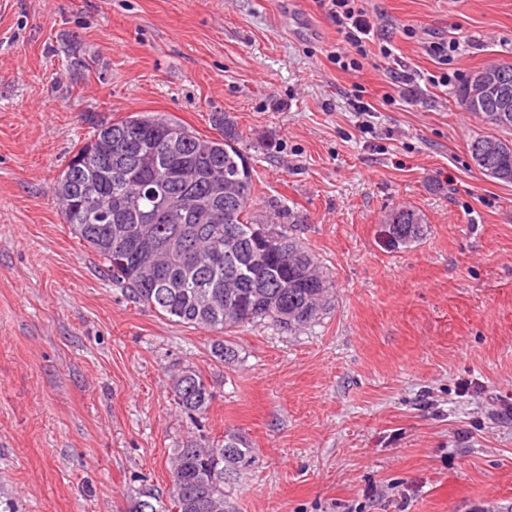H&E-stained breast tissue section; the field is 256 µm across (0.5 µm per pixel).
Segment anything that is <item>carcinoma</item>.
Masks as SVG:
<instances>
[{
	"instance_id": "1",
	"label": "carcinoma",
	"mask_w": 512,
	"mask_h": 512,
	"mask_svg": "<svg viewBox=\"0 0 512 512\" xmlns=\"http://www.w3.org/2000/svg\"><path fill=\"white\" fill-rule=\"evenodd\" d=\"M468 81L457 104L467 102ZM218 138H203L175 117L136 112L101 120L58 177L53 194L65 223L101 259L112 284L133 303L179 325L216 333L270 321L299 331L323 315L329 290L315 257L295 235L305 217L253 211L252 168L232 120L217 117ZM175 403L195 422L212 392L203 374L172 375ZM241 433L194 437L177 449L164 495L149 488L128 512H230L227 492L255 466Z\"/></svg>"
}]
</instances>
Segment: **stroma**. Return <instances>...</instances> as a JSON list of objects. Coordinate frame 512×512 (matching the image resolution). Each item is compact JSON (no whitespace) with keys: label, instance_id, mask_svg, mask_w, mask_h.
<instances>
[{"label":"stroma","instance_id":"obj_1","mask_svg":"<svg viewBox=\"0 0 512 512\" xmlns=\"http://www.w3.org/2000/svg\"><path fill=\"white\" fill-rule=\"evenodd\" d=\"M409 70L459 41L449 73L512 62V0H364ZM316 0H0V486L21 512H124L167 490L193 429L242 431L258 462L234 512H474L512 502V184L467 145L488 133L453 88L412 92L370 51L339 69ZM361 94L375 109L354 112ZM172 115L205 138L226 114L255 210L303 212L328 281L321 319L225 333L124 297L65 224L55 179L92 119ZM411 206L422 238L387 243ZM213 393L200 424L169 372ZM397 212L402 213V214H404V215H406L408 217H411V215H415L416 217H418L417 218L418 220L419 219L421 220V224H417V228L415 230H413L409 235L406 233L407 239L401 240L402 236L400 237V241L401 242H395L394 236H396V232L393 229H391L390 225H388V224H390L389 223V217L392 214L397 213ZM384 223L387 224V225H385V228H386L385 229V233L388 236V242H389V244L394 245V246L400 245V244L401 245H406V244H409L411 242H414L415 240H417L420 237H422L424 235V233H425V225H423V224H426V222H425L423 216L416 209H414L412 207H402V208H398V209L393 210L388 215V217H387V219H386V221Z\"/></svg>","mask_w":512,"mask_h":512}]
</instances>
